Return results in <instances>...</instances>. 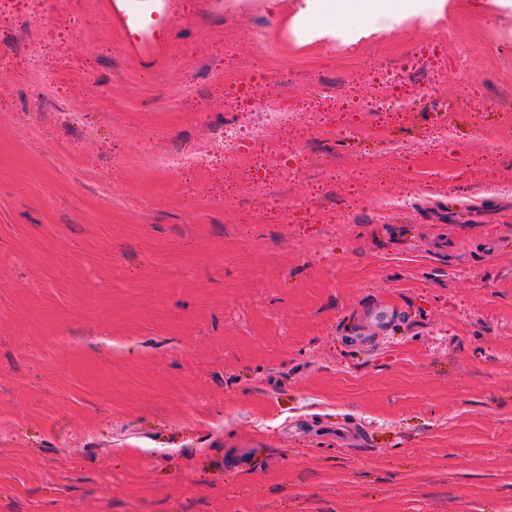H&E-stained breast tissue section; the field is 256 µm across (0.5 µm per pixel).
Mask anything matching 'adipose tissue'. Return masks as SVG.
<instances>
[{
    "label": "adipose tissue",
    "instance_id": "obj_1",
    "mask_svg": "<svg viewBox=\"0 0 512 512\" xmlns=\"http://www.w3.org/2000/svg\"><path fill=\"white\" fill-rule=\"evenodd\" d=\"M448 0H304L301 22L310 38L355 42L406 19L441 16Z\"/></svg>",
    "mask_w": 512,
    "mask_h": 512
}]
</instances>
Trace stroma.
I'll return each instance as SVG.
<instances>
[{"label":"stroma","mask_w":512,"mask_h":512,"mask_svg":"<svg viewBox=\"0 0 512 512\" xmlns=\"http://www.w3.org/2000/svg\"><path fill=\"white\" fill-rule=\"evenodd\" d=\"M302 6L0 0V512H512V13ZM243 79L291 178L157 167ZM447 7V0H304L301 22L311 39L331 37L349 43L387 32L405 19L439 17ZM328 13H336L343 22H320Z\"/></svg>","instance_id":"stroma-1"}]
</instances>
